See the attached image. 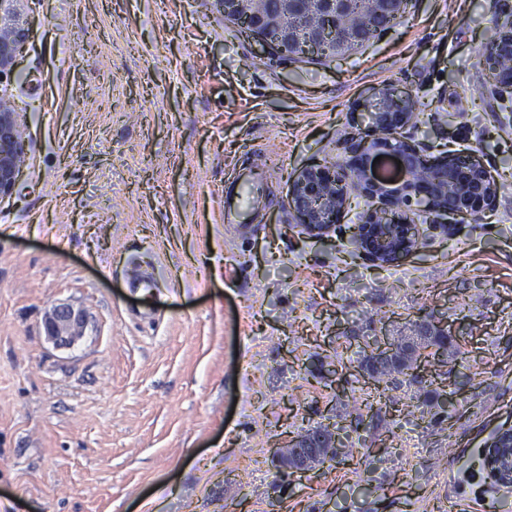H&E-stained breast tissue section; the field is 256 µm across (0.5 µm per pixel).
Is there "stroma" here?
Returning a JSON list of instances; mask_svg holds the SVG:
<instances>
[{
	"label": "stroma",
	"mask_w": 512,
	"mask_h": 512,
	"mask_svg": "<svg viewBox=\"0 0 512 512\" xmlns=\"http://www.w3.org/2000/svg\"><path fill=\"white\" fill-rule=\"evenodd\" d=\"M21 8L26 49L0 83L27 152L0 199V512H512L478 454L512 426V103L479 63L497 0H411L356 52L274 64L217 0ZM391 84L417 99L405 135L427 157L477 150L507 188L476 220L418 213L419 251L379 269L350 242L358 191L323 240L287 199L368 134L360 106ZM240 169L263 196L234 232ZM144 274L155 298L130 286ZM60 306L83 320L65 347L44 328ZM430 315L462 357L419 360L358 408L367 337ZM327 423L353 461L278 474L276 444ZM260 197L261 184L254 174H232L224 184V224L237 229L238 224H243L249 217L245 208L251 202L257 205Z\"/></svg>",
	"instance_id": "1"
}]
</instances>
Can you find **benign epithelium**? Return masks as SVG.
I'll return each instance as SVG.
<instances>
[{
  "label": "benign epithelium",
  "instance_id": "benign-epithelium-1",
  "mask_svg": "<svg viewBox=\"0 0 512 512\" xmlns=\"http://www.w3.org/2000/svg\"><path fill=\"white\" fill-rule=\"evenodd\" d=\"M18 0H0V78L11 72L26 40L15 20ZM224 18L239 26L254 41L261 56L278 59L323 58L366 46L398 23L409 0H219ZM340 16L343 25L320 27L308 23L312 8ZM294 25H284L285 18ZM498 34L483 50L480 63L496 93L512 95V70L498 60L512 57V4L503 0L495 17ZM415 97L395 86L382 89L365 105L372 133L351 142L344 160L310 165L292 180L288 207L309 236L324 239L348 207L352 185L373 203L352 240L376 267L391 266L418 250L421 234L414 214L419 208L439 216L477 218L492 208L496 180L477 158L476 151H445L425 158L419 144L402 136L412 124ZM392 155L401 161L394 182L375 173L373 161ZM25 163L22 119L13 101L0 93V197L12 194ZM80 319L69 308H58L47 320L48 335L66 344ZM485 467L501 484H512V428L496 433L484 455Z\"/></svg>",
  "mask_w": 512,
  "mask_h": 512
}]
</instances>
